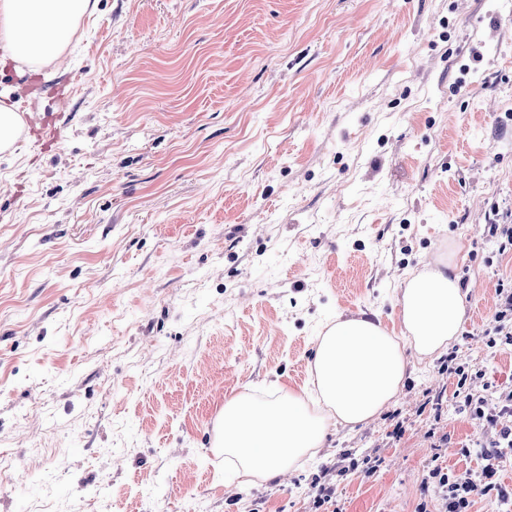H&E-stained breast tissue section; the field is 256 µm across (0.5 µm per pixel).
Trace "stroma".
<instances>
[{"label":"stroma","instance_id":"obj_1","mask_svg":"<svg viewBox=\"0 0 512 512\" xmlns=\"http://www.w3.org/2000/svg\"><path fill=\"white\" fill-rule=\"evenodd\" d=\"M48 92L0 71V512H444L512 392V0H99ZM457 339L396 404L240 488L226 396L304 387L336 316L400 330L438 257ZM466 379L483 419L460 411ZM23 131V121L18 107L7 102L0 103V153H13L14 144ZM496 293L498 297H501L499 299V303L496 304L497 310L495 312V322L500 323L498 326L495 327V335L497 336H504V344L506 345H512V328L510 326V331H505L506 325L502 322H504L509 316L510 320L512 317V292L509 294L504 293V285L500 284L499 287L496 289ZM504 294V295H503Z\"/></svg>","mask_w":512,"mask_h":512}]
</instances>
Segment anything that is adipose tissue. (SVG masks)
I'll return each mask as SVG.
<instances>
[{
    "mask_svg": "<svg viewBox=\"0 0 512 512\" xmlns=\"http://www.w3.org/2000/svg\"><path fill=\"white\" fill-rule=\"evenodd\" d=\"M96 8L97 0H0V58L50 66L74 52ZM398 305V335L367 314L326 327L309 368L316 397L281 384L265 401L246 392L225 398L220 440L245 485L283 477L315 456L331 425L367 423L395 401L407 377L405 348L429 358L458 337L465 297L450 262L406 278Z\"/></svg>",
    "mask_w": 512,
    "mask_h": 512,
    "instance_id": "obj_1",
    "label": "adipose tissue"
}]
</instances>
